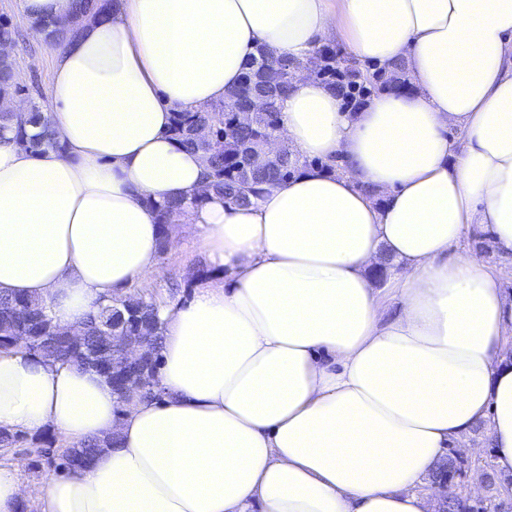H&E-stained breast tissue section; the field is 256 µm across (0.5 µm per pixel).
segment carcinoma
<instances>
[{
	"mask_svg": "<svg viewBox=\"0 0 512 512\" xmlns=\"http://www.w3.org/2000/svg\"><path fill=\"white\" fill-rule=\"evenodd\" d=\"M112 2L114 0H77L70 18L55 23L52 28L34 20L31 28L44 34L47 45L56 47L78 34L82 17L109 11ZM268 65L293 69V63L275 58L262 49L248 62L239 85L227 91L223 103L208 112H177L173 118L172 138L178 145L206 155V185L232 205L250 203L259 184H285L301 170L315 166L331 171L339 167L337 163L329 165L317 159L301 158L285 142L278 152L269 156L266 165L252 166V154L263 152L267 137L279 127L281 102L292 88L290 77L278 86L267 85L262 73ZM305 68L329 85L349 109L380 90H413L403 63L394 62L385 68L362 67L332 43L317 48ZM21 92L23 88L14 79L13 59L0 56V100ZM256 98L265 99L267 108L254 113L249 125H237L235 113L248 109ZM29 112V118L25 119L13 111H0V122L14 123V140L28 149L59 147L48 121L42 117L41 106L33 101ZM180 210L181 204L176 202L159 206L162 254L167 250L170 226ZM160 309L153 298L142 297L137 309L127 314L121 335L145 336L152 342L154 352L160 353L164 333ZM108 324H112V301L103 300L85 320L81 343L72 345L57 334V325L47 304L37 299L0 295V350L22 348L30 354L52 358L82 370L91 369L90 356L100 354L102 366L96 373L108 384L117 386L127 376L112 377V352L104 330ZM99 448L100 443L96 440H87L70 448L62 455L61 466L73 473L75 468L91 462ZM484 481L488 489L498 492H506L512 487V475H499L493 470L484 474Z\"/></svg>",
	"mask_w": 512,
	"mask_h": 512,
	"instance_id": "obj_1",
	"label": "carcinoma"
}]
</instances>
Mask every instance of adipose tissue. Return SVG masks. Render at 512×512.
<instances>
[{
  "instance_id": "1",
  "label": "adipose tissue",
  "mask_w": 512,
  "mask_h": 512,
  "mask_svg": "<svg viewBox=\"0 0 512 512\" xmlns=\"http://www.w3.org/2000/svg\"><path fill=\"white\" fill-rule=\"evenodd\" d=\"M329 42L413 91L345 111L301 67ZM262 48L297 62L280 135L323 165L229 205L169 126ZM43 111L57 147L0 132V294L79 331L152 276L168 201L224 278L164 309L162 400L0 353L1 428L103 442L43 484L0 462V512H429L418 485L479 422L512 474V308L459 246L476 226L512 255V0H114L58 47Z\"/></svg>"
}]
</instances>
